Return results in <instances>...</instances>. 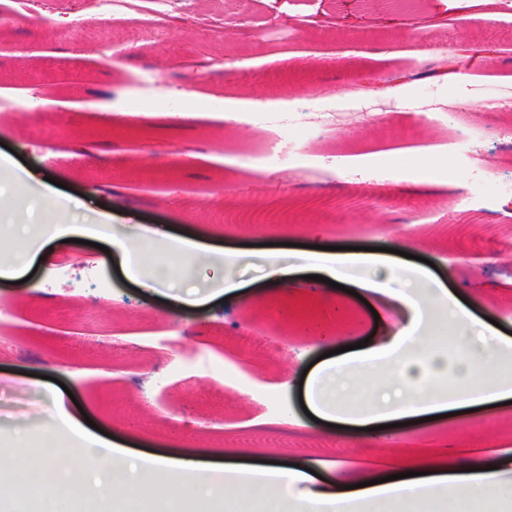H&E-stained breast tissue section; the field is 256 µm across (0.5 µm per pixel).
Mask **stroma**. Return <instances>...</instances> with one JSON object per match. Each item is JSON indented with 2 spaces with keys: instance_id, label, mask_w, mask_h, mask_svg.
Returning <instances> with one entry per match:
<instances>
[{
  "instance_id": "stroma-1",
  "label": "stroma",
  "mask_w": 512,
  "mask_h": 512,
  "mask_svg": "<svg viewBox=\"0 0 512 512\" xmlns=\"http://www.w3.org/2000/svg\"><path fill=\"white\" fill-rule=\"evenodd\" d=\"M166 34L141 32L118 61L127 20L77 24L84 0H27L0 29V143L17 166L66 185L67 215L109 209L122 192L128 224L196 233L222 246L288 236L311 245L405 243L479 319L512 336V16L490 20L469 0H143ZM297 33L291 57L256 40L243 15ZM43 17L33 27L28 15ZM464 81L435 77L461 39ZM40 90H33L32 80ZM378 109L381 118L331 130L325 113ZM55 125L47 141L37 124ZM306 132L295 177L263 157L266 140ZM162 154L148 162L145 149ZM264 262L236 270L255 295L185 309L125 280L118 259L54 242L22 284L0 281V436L29 447L63 440L47 375L87 416L131 449L194 458L211 468L257 455L327 460V475L383 478L421 456L482 461L512 454V404L459 409L365 431L308 416L299 383L320 355L374 337L391 311L349 293L324 294L295 274L265 293ZM279 347L271 360L265 352ZM81 370L80 381L69 373Z\"/></svg>"
}]
</instances>
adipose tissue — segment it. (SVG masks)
<instances>
[{"mask_svg":"<svg viewBox=\"0 0 512 512\" xmlns=\"http://www.w3.org/2000/svg\"><path fill=\"white\" fill-rule=\"evenodd\" d=\"M153 235L152 228L141 225L134 236L110 237L109 243L127 278H138L139 259ZM168 243L179 260L203 268L231 264L242 257L241 252L218 250L195 237L172 236ZM265 258L264 277L271 289L288 290L293 284V269L310 270L337 283L353 281L355 287L380 296L400 312V321L383 329L376 345L324 360L311 377L316 383L339 380L353 371L365 377L385 371L400 394V401L386 405L380 416L354 418L323 404L310 390L305 400L317 418L369 426L379 419L401 421L512 397V372L502 369L496 358L497 353L512 350V338L479 320L429 269L408 270L395 257L362 250L277 246L267 250ZM381 267L386 273L380 278L354 280L349 276L354 269ZM442 324L456 351L458 382L448 395L432 396L424 394L423 388L444 368L440 355L431 346ZM49 399L57 424L80 439L84 459L94 476L86 478L83 471L64 463L48 465V477L34 497L38 512H50L57 498L56 479L63 474L82 483L87 495L103 503L107 512H144L137 497L144 486L153 487L159 500L173 503L176 512H224L227 500L269 493L284 497L296 488L300 489L308 512H351L353 502L361 498L369 500L375 512H380L393 498H425L443 493L460 500L480 486H504V476L512 473V457L507 455L494 458V467L488 471L473 472L468 464L455 461L440 474L436 462L425 461L418 463L417 476L347 489L340 483L324 485L301 467L257 463L227 468V480L219 483L214 475L194 473L193 462L186 458L155 455L150 464H143L125 445L88 432L74 417L64 391L52 390Z\"/></svg>","mask_w":512,"mask_h":512,"instance_id":"adipose-tissue-1","label":"adipose tissue"}]
</instances>
